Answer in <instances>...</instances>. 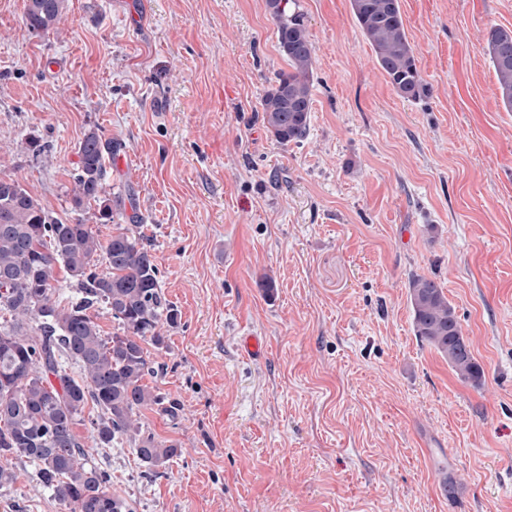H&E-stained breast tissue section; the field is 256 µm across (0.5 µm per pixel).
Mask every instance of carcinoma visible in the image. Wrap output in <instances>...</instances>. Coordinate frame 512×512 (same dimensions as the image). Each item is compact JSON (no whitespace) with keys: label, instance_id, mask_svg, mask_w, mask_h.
<instances>
[{"label":"carcinoma","instance_id":"cac0c4a2","mask_svg":"<svg viewBox=\"0 0 512 512\" xmlns=\"http://www.w3.org/2000/svg\"><path fill=\"white\" fill-rule=\"evenodd\" d=\"M286 5V0H266L288 70L276 74L260 100L262 120L282 145L308 133L316 62L303 18L288 14ZM64 7L65 0H25L23 25L50 33ZM351 7L376 65L396 92L408 101L428 96L400 0H351ZM487 52L502 103L512 111V31H491ZM121 147L96 129L79 143L72 204L77 210L97 202L94 216L100 224L126 211L125 199L103 187L106 159ZM58 262L82 293L68 305L55 298ZM408 300L415 335L448 360L458 378L481 379L483 369L441 284L415 276L408 283ZM98 305L118 321L121 332L102 335ZM177 321V310L161 295L158 268L140 225L123 227L104 241L92 225L55 219L18 181L0 177V488L16 484L11 460L25 458L62 512H134L91 462L76 426L91 402L102 411L92 421L100 443L126 437L149 466L178 454L176 445L156 438L140 422L142 410L163 404V397L143 383L152 371L144 343L162 347V328ZM64 357L80 363L82 381L66 373Z\"/></svg>","mask_w":512,"mask_h":512}]
</instances>
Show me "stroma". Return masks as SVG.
Here are the masks:
<instances>
[{
	"label": "stroma",
	"instance_id": "stroma-1",
	"mask_svg": "<svg viewBox=\"0 0 512 512\" xmlns=\"http://www.w3.org/2000/svg\"><path fill=\"white\" fill-rule=\"evenodd\" d=\"M430 97L398 95L350 0H290L316 52L300 143L259 102L287 63L265 0H66L54 32L0 0V177L72 223L77 149L123 147L164 297L142 411L159 467L78 433L135 512H512V112L487 39L512 0H401ZM442 283L484 368L461 381L415 334L408 281ZM273 279V291L264 282ZM264 342L261 355L241 348ZM0 512H60L35 467Z\"/></svg>",
	"mask_w": 512,
	"mask_h": 512
}]
</instances>
